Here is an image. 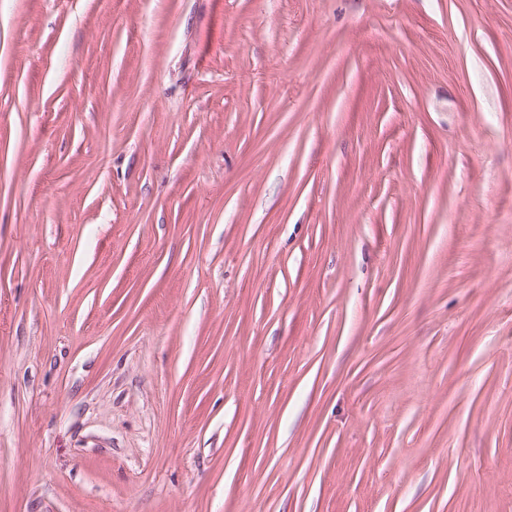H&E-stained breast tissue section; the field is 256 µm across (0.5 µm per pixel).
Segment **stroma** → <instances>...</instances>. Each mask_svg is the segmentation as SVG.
Listing matches in <instances>:
<instances>
[{
  "label": "stroma",
  "instance_id": "stroma-1",
  "mask_svg": "<svg viewBox=\"0 0 512 512\" xmlns=\"http://www.w3.org/2000/svg\"><path fill=\"white\" fill-rule=\"evenodd\" d=\"M0 512H512V0H0Z\"/></svg>",
  "mask_w": 512,
  "mask_h": 512
}]
</instances>
